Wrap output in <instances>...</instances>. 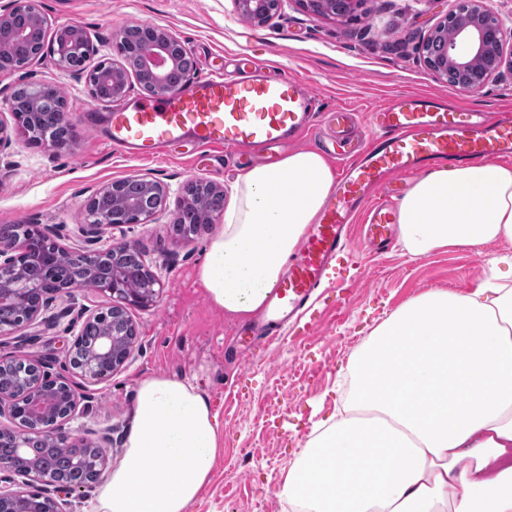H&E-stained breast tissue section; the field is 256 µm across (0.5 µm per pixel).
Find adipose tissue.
I'll return each instance as SVG.
<instances>
[{"label":"adipose tissue","instance_id":"1","mask_svg":"<svg viewBox=\"0 0 512 512\" xmlns=\"http://www.w3.org/2000/svg\"><path fill=\"white\" fill-rule=\"evenodd\" d=\"M334 184L312 149L238 175L197 269L210 303L261 310ZM397 224L416 258L512 243V165L427 169L399 199ZM349 368L346 412L315 425L281 484L289 512H512V281L492 269L468 294L409 299ZM223 451L197 380L146 377L91 512H191Z\"/></svg>","mask_w":512,"mask_h":512}]
</instances>
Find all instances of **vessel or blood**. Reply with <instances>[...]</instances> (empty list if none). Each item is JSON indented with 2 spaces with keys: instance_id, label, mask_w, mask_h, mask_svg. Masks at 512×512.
<instances>
[{
  "instance_id": "b4317fda",
  "label": "vessel or blood",
  "mask_w": 512,
  "mask_h": 512,
  "mask_svg": "<svg viewBox=\"0 0 512 512\" xmlns=\"http://www.w3.org/2000/svg\"><path fill=\"white\" fill-rule=\"evenodd\" d=\"M315 98L301 77L254 70L238 78L215 71L172 92L115 107L103 133L113 147L151 159L168 145L191 141L202 148L262 154L301 142L313 121ZM512 158V117L494 119L435 95L400 94L370 114L368 143L343 166L317 224L289 261L270 305L244 330L252 348L277 337L284 318L311 301L328 270L352 245L359 208L367 233L387 246L396 214L385 205L393 183L438 162L492 163Z\"/></svg>"
}]
</instances>
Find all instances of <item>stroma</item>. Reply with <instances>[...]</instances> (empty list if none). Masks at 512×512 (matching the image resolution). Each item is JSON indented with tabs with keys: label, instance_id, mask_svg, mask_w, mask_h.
Masks as SVG:
<instances>
[{
	"label": "stroma",
	"instance_id": "obj_1",
	"mask_svg": "<svg viewBox=\"0 0 512 512\" xmlns=\"http://www.w3.org/2000/svg\"><path fill=\"white\" fill-rule=\"evenodd\" d=\"M455 6V0H364L356 19L345 20L315 15L303 0H286L280 14L257 26L237 13L233 0H41L49 28L80 23L102 59L117 56L115 32L146 22L172 29L194 59L196 76L247 53L271 74L304 78L315 95V125L303 145L324 154L332 147L325 119L340 106L363 123L393 96L417 92L448 97L464 109L512 113V79L462 92L428 70L423 41ZM23 80L60 83L70 120L83 115L100 123L112 110L48 57L22 72L0 73V102ZM240 173L232 152L191 145L143 160L83 131L67 152L15 142L0 151V224L53 225L58 243L72 248L80 242L85 203L102 184L146 176L167 186L156 223L123 225L100 242L104 248L115 240L144 247L160 289L151 306L129 309L138 333L132 358L108 380L87 384L71 428L94 441L111 429L114 444L105 456L115 461L124 449L139 380L198 378L224 425V452L194 512H288L277 497L280 483L315 423L335 413L336 382L351 355L419 293L470 291L490 265L512 256V245L451 246L414 258L397 243L375 250L362 226H355L354 253L328 274L306 316L310 329L285 328L257 357L238 358L240 319L213 308L196 279L208 240L173 237L170 220L189 181L229 189ZM80 327L67 316L42 336L26 327L0 334V356L39 360L52 376L72 377L65 354Z\"/></svg>",
	"mask_w": 512,
	"mask_h": 512
}]
</instances>
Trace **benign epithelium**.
Listing matches in <instances>:
<instances>
[{
	"mask_svg": "<svg viewBox=\"0 0 512 512\" xmlns=\"http://www.w3.org/2000/svg\"><path fill=\"white\" fill-rule=\"evenodd\" d=\"M285 0H235L237 12L248 21L261 25L280 13ZM306 6L317 15H332L340 18L352 16L359 0H303ZM27 13L35 23L46 25L39 0H10L0 9V73L18 71L24 65L10 57L11 45L24 38V31L14 27V18ZM145 47L140 52L139 71L148 74L151 87L158 92L170 90V74L177 69L182 81H187L194 73L195 64L188 55L179 38L170 29H161L152 24L141 25ZM57 33L67 34L64 43H53L50 47H36L27 57V61L50 55L58 69L65 75L80 79L83 73L66 68L68 49L77 47L86 50L89 55L99 53L89 34L78 25L57 27ZM426 42L432 45V53H424L425 63L430 72L438 79L451 80L452 86L466 92L483 88L489 81L502 76L504 67H509L512 74V59L505 55V45L512 43V25L490 9L486 0H457L456 9L445 15L430 31ZM130 70L127 66L115 63L104 79L117 88V95L122 96L128 86ZM32 100L35 111L52 112L55 110V92L59 85L54 83L32 84ZM9 109L14 120L9 127L0 120V151L11 146L13 140L31 139L32 131L24 115L14 109V98H9ZM146 194L113 205L110 211L97 212L96 221L82 227L83 245L68 250L69 262L78 268L90 267L102 255L96 248L98 240L112 233L115 227L125 224H152L157 219L159 209L149 205L153 198L162 199L167 188L161 183L141 178ZM21 247L0 246V301L21 305L28 299L33 287L24 288L17 282V259ZM101 293L112 297L109 308L120 306L142 307L151 302L144 295L121 297L118 277L109 275L105 279V288ZM130 351L121 349L112 338L106 335L97 352L90 356L79 376L104 379L124 365L129 359ZM42 376L61 386L63 391L43 390L33 393L26 382L19 383L11 394H0V418L16 420L17 413L30 421L44 422V435L54 444H63L72 438L70 422L76 418V409L80 398L78 385L66 380L54 379L47 373ZM27 449H17L12 459H0V480L7 479L12 486H0V512L4 504L18 497L32 500L30 512H59L54 499L44 495L37 484H55L61 491H69L72 486L50 478L39 469L22 464Z\"/></svg>",
	"mask_w": 512,
	"mask_h": 512,
	"instance_id": "1",
	"label": "benign epithelium"
}]
</instances>
